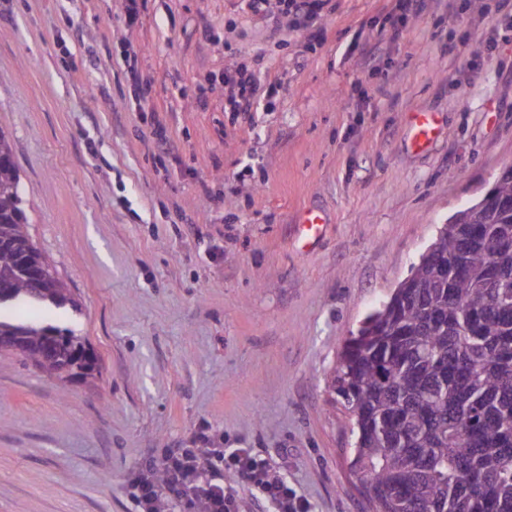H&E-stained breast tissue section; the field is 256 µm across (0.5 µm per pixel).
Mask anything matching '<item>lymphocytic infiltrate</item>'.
I'll return each instance as SVG.
<instances>
[{
	"label": "lymphocytic infiltrate",
	"mask_w": 512,
	"mask_h": 512,
	"mask_svg": "<svg viewBox=\"0 0 512 512\" xmlns=\"http://www.w3.org/2000/svg\"><path fill=\"white\" fill-rule=\"evenodd\" d=\"M196 448H168L134 470L128 480L135 512H237L236 483L259 489L273 512H304L305 506L249 451L231 453L200 436Z\"/></svg>",
	"instance_id": "1"
}]
</instances>
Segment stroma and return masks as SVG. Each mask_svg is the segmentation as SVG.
<instances>
[{"mask_svg": "<svg viewBox=\"0 0 512 512\" xmlns=\"http://www.w3.org/2000/svg\"><path fill=\"white\" fill-rule=\"evenodd\" d=\"M126 4L0 0V130L29 235L76 303L15 312L96 356L60 380L0 351V512H133L128 475L202 433L307 512H373L339 355L512 166V0H426L403 21L389 0L311 18ZM242 66L272 103L249 120L225 109ZM414 111L442 128L423 152ZM307 209L328 218L308 245Z\"/></svg>", "mask_w": 512, "mask_h": 512, "instance_id": "1", "label": "stroma"}]
</instances>
